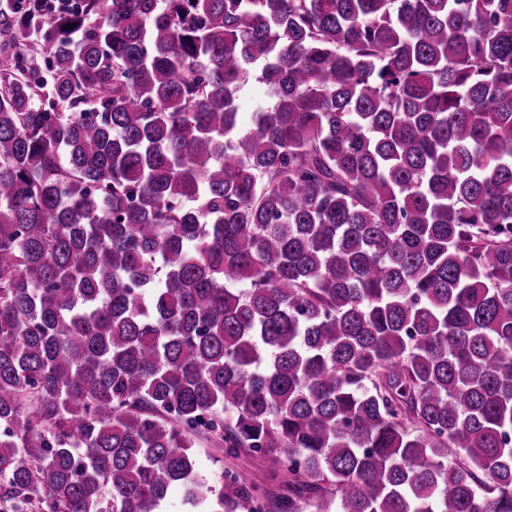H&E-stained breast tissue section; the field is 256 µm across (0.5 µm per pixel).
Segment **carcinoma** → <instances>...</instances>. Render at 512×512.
Segmentation results:
<instances>
[{
	"label": "carcinoma",
	"instance_id": "cac0c4a2",
	"mask_svg": "<svg viewBox=\"0 0 512 512\" xmlns=\"http://www.w3.org/2000/svg\"><path fill=\"white\" fill-rule=\"evenodd\" d=\"M73 2L0 5V512L254 499L199 440L512 512V0ZM271 102L268 87L255 76L241 98V119L246 123L253 110L259 106H267Z\"/></svg>",
	"mask_w": 512,
	"mask_h": 512
}]
</instances>
